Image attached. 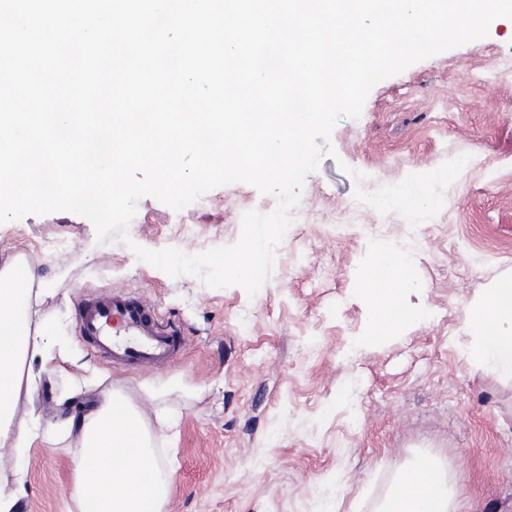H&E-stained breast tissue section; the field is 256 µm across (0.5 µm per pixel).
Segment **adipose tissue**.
<instances>
[{"label": "adipose tissue", "mask_w": 512, "mask_h": 512, "mask_svg": "<svg viewBox=\"0 0 512 512\" xmlns=\"http://www.w3.org/2000/svg\"><path fill=\"white\" fill-rule=\"evenodd\" d=\"M376 263L387 266L390 274L383 280L372 274L365 279L372 341L418 319L408 298L422 289L400 253L378 252ZM52 293L48 283L17 257L0 261V471L21 474L19 450L39 436L35 425L13 431L12 417L21 389H34L58 344L60 324L39 313ZM469 324L470 357L512 377V278L472 304ZM65 424L80 431L75 450L76 512H158L165 487L138 409L108 395L95 411L70 416ZM397 483L399 493L388 495L381 512H459V493L434 459L417 456L401 468Z\"/></svg>", "instance_id": "adipose-tissue-1"}]
</instances>
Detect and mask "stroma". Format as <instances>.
<instances>
[{
  "label": "stroma",
  "mask_w": 512,
  "mask_h": 512,
  "mask_svg": "<svg viewBox=\"0 0 512 512\" xmlns=\"http://www.w3.org/2000/svg\"><path fill=\"white\" fill-rule=\"evenodd\" d=\"M330 142L252 297L133 252L236 243L245 212L276 205L246 183L179 211L141 198L125 241L98 242L69 211L0 224V257L25 255L54 290L41 315L62 325L13 427L59 432L105 394L124 398L168 489L161 512H377L421 452L454 474L463 512H512V378L468 354L470 306L512 277V27L382 80ZM379 248L407 254L424 316L369 342L362 278ZM86 288L149 298L181 324L182 355L136 372L102 361L76 331ZM77 440L23 449L13 512H68Z\"/></svg>",
  "instance_id": "1"
}]
</instances>
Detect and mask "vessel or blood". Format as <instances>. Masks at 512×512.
I'll return each mask as SVG.
<instances>
[{"label": "vessel or blood", "mask_w": 512, "mask_h": 512, "mask_svg": "<svg viewBox=\"0 0 512 512\" xmlns=\"http://www.w3.org/2000/svg\"><path fill=\"white\" fill-rule=\"evenodd\" d=\"M77 331L105 361L130 371L168 366L185 342L178 322L162 317L149 299L124 289L81 293Z\"/></svg>", "instance_id": "1"}]
</instances>
